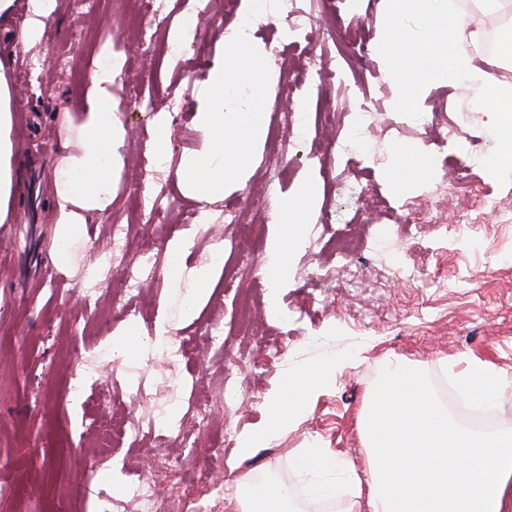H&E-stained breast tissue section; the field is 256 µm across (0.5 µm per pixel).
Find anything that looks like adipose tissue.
Returning <instances> with one entry per match:
<instances>
[{
  "mask_svg": "<svg viewBox=\"0 0 512 512\" xmlns=\"http://www.w3.org/2000/svg\"><path fill=\"white\" fill-rule=\"evenodd\" d=\"M261 57L256 50L247 56L234 50L209 71V93L196 121L207 132L230 127L237 135L220 143L206 142L201 150L183 157L179 170L196 189L197 199H209L225 183L240 179L249 166L252 144L264 131L267 73L259 65ZM6 69L0 60V223L5 222L15 193V105L4 78ZM117 78V70L110 67L95 72L92 83L99 102L85 116L76 152L60 161L57 196L69 207L57 228L60 242L83 233L75 208H95L111 197L115 139L111 115L101 103ZM243 81L251 83L253 95L235 117L225 119L224 100ZM316 194L315 184L304 182L274 208L282 235L270 243L262 269L269 283V304L277 302L289 253L299 236L298 222ZM454 379L464 397L479 407L496 406L512 391L511 376L477 358L455 372ZM315 386V379L303 374L282 379L268 401L267 436L287 426L291 413L300 409ZM361 424L367 445L363 474H356L329 449H302L295 466L308 476L312 496L335 498L336 482L342 479L367 487L366 502L350 498L343 512H512V433H480L462 425L449 414L419 365L394 361L385 367L361 413ZM238 487L240 512H290L291 492L286 485L242 478Z\"/></svg>",
  "mask_w": 512,
  "mask_h": 512,
  "instance_id": "obj_1",
  "label": "adipose tissue"
}]
</instances>
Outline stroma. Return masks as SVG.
Returning a JSON list of instances; mask_svg holds the SVG:
<instances>
[{
  "instance_id": "35a3bbf8",
  "label": "stroma",
  "mask_w": 512,
  "mask_h": 512,
  "mask_svg": "<svg viewBox=\"0 0 512 512\" xmlns=\"http://www.w3.org/2000/svg\"><path fill=\"white\" fill-rule=\"evenodd\" d=\"M189 9L185 0H169L165 20L154 22L141 16L135 0H56L52 16L31 41L22 38L30 20L28 0H15L11 15L0 21V57L9 61L6 79L15 102L12 136L16 149H28L30 155L26 184L17 188L7 219L0 223V239L11 242L10 247L0 246V341L9 345L8 360L0 361V512H41L49 498L74 512H133L124 488L145 471L154 475L160 512H210L219 497L224 512H237L238 477L273 475L294 484L296 455L314 444L332 449L363 472L367 448L360 412L387 360L420 365L436 383L445 379L442 363L462 367L471 356L512 375V182L499 185L480 164L496 140L488 130L486 110L475 103V92L439 80L418 101L423 110L441 105L449 134L469 137L476 148L468 164H448L447 177L456 185L452 197L437 194L432 174L407 186L395 180L398 151L425 155L434 139L421 127L390 128L398 89L380 73L381 60L373 54L359 76H345L323 96L340 112L348 110L353 92L375 105L378 114L369 132L375 164L353 162L344 175L324 177L310 159L325 153L328 134L313 124L302 133L288 129L282 133L288 152L277 171L266 168L269 143L260 138L242 182L225 184L222 193L202 204L178 176L176 165L208 138L195 114L209 69L232 47L229 31L239 20L225 13L221 0H214L197 19L195 44L180 57L162 56L167 32ZM385 9L386 0H358L357 9L349 12L327 0L313 22L320 29L327 17H334L337 37L361 35L376 46ZM142 25L151 26V42L134 38ZM271 36L268 19L259 18L247 39L249 46L264 50L271 75L264 107L268 123L281 105L278 93L285 72L305 76L310 57L303 42L284 43L276 54L267 52ZM41 60L46 68L33 70V63ZM103 64L124 74L106 104L117 134L112 200L78 209L85 232L68 245L72 260L49 270L45 264L57 246L61 216L55 180L62 144L78 141L83 114L96 96L92 76ZM175 100L182 114L168 129L173 166L157 177L143 168L139 156L150 147L155 127L164 124ZM305 181L317 186L318 195L293 247L273 311L261 273L267 254L256 253L238 264L224 247L226 238L237 232L225 223L224 208L248 214V232L267 241L279 236L280 228L253 212V199L266 193L284 197ZM357 182L382 200V207L355 204ZM137 190L162 192L158 216L131 208V194ZM486 194L497 197L498 212L481 208ZM203 209L209 220L201 224L197 216ZM409 213H427L434 221L415 228L405 219ZM463 215L476 226L474 244L435 233V224H453ZM115 224L132 225L135 235L160 243L179 240L183 276L151 280L130 299L114 290L113 280L125 261L112 257L102 244ZM344 232L358 238L363 249L352 260L339 262L331 252L335 235ZM394 253L403 256V273L393 270ZM324 265L335 268L333 279L317 277ZM201 267L213 283L207 293L198 291L193 278ZM99 304L111 308L114 318L106 333L84 337L91 352L114 345L131 329L138 343H145L164 319L184 340L185 354L174 364L147 356L112 360L88 383L82 400L64 402L57 416H50L46 403L67 376L64 344L69 325L82 323ZM217 307L224 311L227 346L258 355L259 333L268 343L288 346L285 362L247 375L239 404L230 409L220 401L224 356L204 346ZM327 360L335 368L311 401L269 445L242 457L241 446L268 426V397L285 370L316 374ZM106 400L117 412L135 408L145 431L136 442L122 441L102 452L88 425ZM159 407L174 428H185V453L200 477L198 484L182 482L177 467L160 466V459L175 450V435L149 429ZM207 412L234 429L233 441L216 447L202 423ZM99 452L104 460L91 481L80 482L72 462Z\"/></svg>"
}]
</instances>
